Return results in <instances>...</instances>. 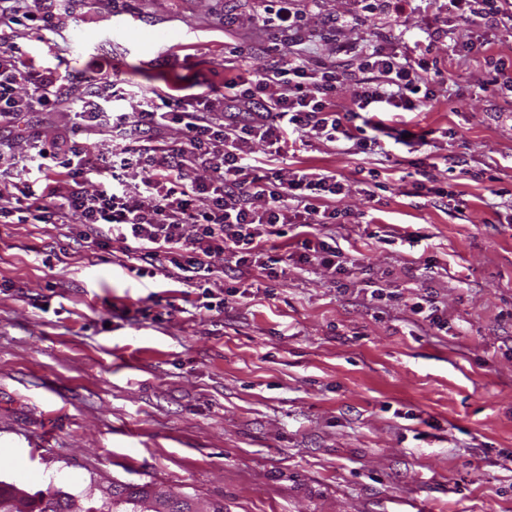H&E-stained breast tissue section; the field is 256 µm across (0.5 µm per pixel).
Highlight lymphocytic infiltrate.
<instances>
[{
    "instance_id": "1",
    "label": "lymphocytic infiltrate",
    "mask_w": 512,
    "mask_h": 512,
    "mask_svg": "<svg viewBox=\"0 0 512 512\" xmlns=\"http://www.w3.org/2000/svg\"><path fill=\"white\" fill-rule=\"evenodd\" d=\"M267 23L275 30L281 65L252 81L226 82L217 102L157 93L142 97L132 111L108 112L97 83L87 82L74 127L118 137L110 157L95 161L87 147L67 138L35 140L37 171L64 169L75 187L61 203L51 186L39 193L26 185L16 192L0 188V220L58 224L66 213L79 214L82 228L106 225L135 243L142 261L138 277L153 276L151 263L163 256L177 269L180 283L206 299L212 296L215 258L276 275L286 257L267 248L270 237H287L293 225L306 230L338 223L333 202L344 185L325 169L285 174L265 168L253 156L254 142L265 143L272 157L283 155L293 133L332 143L346 139L368 150L385 129L382 113L413 112L433 100L436 63L380 45L352 44L364 79L352 107L344 108L336 102L339 74L323 65L309 67L293 53L305 37L294 0H274ZM22 83L42 110L56 108L61 91L54 74L25 63L15 45L0 47V122L12 121L32 102L17 96ZM357 110L367 114L360 126L350 123ZM169 127L180 131V141L146 144V137ZM200 167L208 178L192 177ZM101 172L110 174L111 184L86 192L85 180ZM18 194L26 206H13ZM297 246L299 263L347 274L326 241L304 233Z\"/></svg>"
}]
</instances>
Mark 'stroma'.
<instances>
[{
  "instance_id": "obj_1",
  "label": "stroma",
  "mask_w": 512,
  "mask_h": 512,
  "mask_svg": "<svg viewBox=\"0 0 512 512\" xmlns=\"http://www.w3.org/2000/svg\"><path fill=\"white\" fill-rule=\"evenodd\" d=\"M266 0H57L36 29L0 14V39L59 78L57 109L0 126L15 160L32 133L68 136L82 77L110 60L126 112L180 87L218 98L225 79L280 58L257 22ZM305 63H326L350 104L361 79L343 43L438 61L437 95L395 116L410 144L307 138L279 168L345 185L342 224L317 228L348 274L233 265L197 290L123 269L121 239L85 245L79 220L0 223V480L28 492L151 483L224 512H512V26L446 0L404 13L297 0ZM426 173L429 191L413 189ZM382 287L384 299L371 296ZM432 296L437 329L413 314Z\"/></svg>"
}]
</instances>
